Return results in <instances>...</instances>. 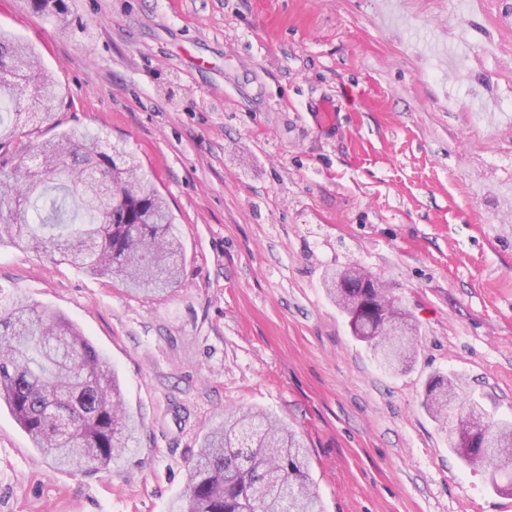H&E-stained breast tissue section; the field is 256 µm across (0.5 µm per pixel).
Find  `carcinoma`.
<instances>
[{
    "mask_svg": "<svg viewBox=\"0 0 512 512\" xmlns=\"http://www.w3.org/2000/svg\"><path fill=\"white\" fill-rule=\"evenodd\" d=\"M37 13H68L67 0H29ZM32 88L55 101L61 86L34 51L0 33V243L73 262L86 273L117 281L135 296L158 297L180 282L182 244L175 218L152 188L137 158L90 134L64 132L54 140H27V126L49 112H27ZM324 285L348 315L352 333L367 343L387 374L405 371L415 335L389 342V321L407 313L381 281L360 266L332 270ZM32 445L70 472H95L124 458L140 421L125 406L119 379L103 353L79 328L16 294L0 307V405ZM423 406L445 432L467 430V414L482 409L460 378L435 377ZM495 436L469 434L471 447L448 440L465 465L483 469L496 490L512 487V421ZM174 512H322L299 432L261 411L231 407L204 433Z\"/></svg>",
    "mask_w": 512,
    "mask_h": 512,
    "instance_id": "1",
    "label": "carcinoma"
}]
</instances>
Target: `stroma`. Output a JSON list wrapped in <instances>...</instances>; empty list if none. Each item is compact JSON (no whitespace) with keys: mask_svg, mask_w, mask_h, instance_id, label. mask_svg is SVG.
Returning a JSON list of instances; mask_svg holds the SVG:
<instances>
[{"mask_svg":"<svg viewBox=\"0 0 512 512\" xmlns=\"http://www.w3.org/2000/svg\"><path fill=\"white\" fill-rule=\"evenodd\" d=\"M68 3L0 0V30L64 89L31 139L135 153L176 217L181 284L137 297L0 244V294L78 325L144 423L111 470L69 473L1 408L0 512H170L232 406L303 434L323 512H512L421 406L448 374L512 418V0ZM349 265L415 322L406 372L327 295Z\"/></svg>","mask_w":512,"mask_h":512,"instance_id":"1","label":"stroma"}]
</instances>
